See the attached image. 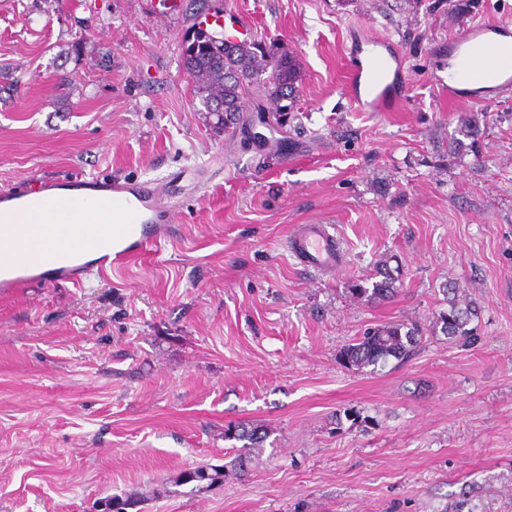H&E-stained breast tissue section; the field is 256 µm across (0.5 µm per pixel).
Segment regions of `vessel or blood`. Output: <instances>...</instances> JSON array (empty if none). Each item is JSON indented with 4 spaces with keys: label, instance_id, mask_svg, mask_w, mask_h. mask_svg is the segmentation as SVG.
Listing matches in <instances>:
<instances>
[{
    "label": "vessel or blood",
    "instance_id": "1",
    "mask_svg": "<svg viewBox=\"0 0 512 512\" xmlns=\"http://www.w3.org/2000/svg\"><path fill=\"white\" fill-rule=\"evenodd\" d=\"M448 56L456 60L448 77L438 78L437 90L460 102L493 100L512 90V24L485 18L449 37ZM346 94L361 112H387L406 98L404 58L386 38L358 31L347 57ZM98 193L99 221L85 220L79 193ZM21 208L30 224L6 223L7 210ZM166 194L150 183L137 184L115 177L47 181L40 189L0 193V244L21 252L12 266H0V294L9 295L33 285H78L91 269L117 270L153 250L174 227L158 223L169 210ZM65 225L76 246L54 250L47 242L56 225ZM289 247L304 265L320 272L336 270L342 260L337 240L324 225L301 224ZM92 261H82V254Z\"/></svg>",
    "mask_w": 512,
    "mask_h": 512
}]
</instances>
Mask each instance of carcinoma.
<instances>
[{
  "instance_id": "obj_1",
  "label": "carcinoma",
  "mask_w": 512,
  "mask_h": 512,
  "mask_svg": "<svg viewBox=\"0 0 512 512\" xmlns=\"http://www.w3.org/2000/svg\"><path fill=\"white\" fill-rule=\"evenodd\" d=\"M180 63L195 83L203 111L215 118V125L224 130H237L241 114L249 111V89L261 83L270 99L288 100L284 109L292 112L298 93L299 70L293 53L278 43L258 44L242 40L232 45L217 44L198 37L181 45ZM484 129L474 116H463L455 134L448 138V154L472 153L479 156ZM371 286L354 285L352 293L374 301L391 299L397 292L400 275L391 269L388 260L377 262L370 276ZM447 308L434 317L432 332H441L450 339L471 345L477 341L470 324L478 318L479 306L462 295L456 285L443 288ZM423 336L419 328L405 323L389 322L369 328L352 342L343 346L337 359L340 365L359 373H374L389 360L399 363L410 358L419 347ZM268 437L265 428L258 425L230 426L224 431L227 441H239L244 448H261ZM248 456L238 454L222 466L198 467L184 473L180 483L202 482V489L210 490L224 484L227 473L246 475Z\"/></svg>"
}]
</instances>
